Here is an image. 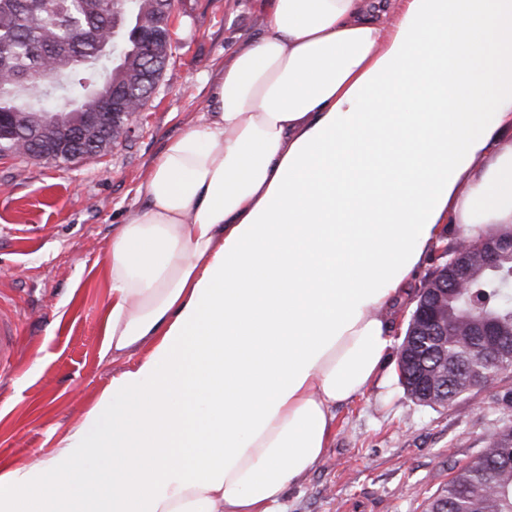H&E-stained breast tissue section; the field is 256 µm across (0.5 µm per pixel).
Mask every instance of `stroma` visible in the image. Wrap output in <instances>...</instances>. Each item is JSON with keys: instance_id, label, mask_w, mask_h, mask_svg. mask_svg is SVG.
Instances as JSON below:
<instances>
[{"instance_id": "stroma-1", "label": "stroma", "mask_w": 512, "mask_h": 512, "mask_svg": "<svg viewBox=\"0 0 512 512\" xmlns=\"http://www.w3.org/2000/svg\"><path fill=\"white\" fill-rule=\"evenodd\" d=\"M174 51L138 127L105 155L55 164L0 156V312L22 345L0 364V458H45L77 425L114 366L101 360L110 301L106 254L141 203L137 189L167 141L205 110L215 72L262 29L257 0H174ZM512 369L447 406L398 380L336 407L325 459L289 486L281 512H424L500 426Z\"/></svg>"}]
</instances>
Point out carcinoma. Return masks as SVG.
I'll use <instances>...</instances> for the list:
<instances>
[{
    "mask_svg": "<svg viewBox=\"0 0 512 512\" xmlns=\"http://www.w3.org/2000/svg\"><path fill=\"white\" fill-rule=\"evenodd\" d=\"M172 0H0V115L6 123L36 129L48 87L66 85L73 96L56 108L68 121L96 109L114 87L127 90V105L139 112L150 94L147 77L160 79L172 55V37L158 33L154 60L140 55L133 38L137 30L152 32L160 11L171 13ZM80 29L81 41L72 32ZM109 33L125 42L127 53L110 70V81L100 82L97 61L100 38ZM0 154L67 163L66 157L42 155L33 145L4 138ZM445 277L438 265L417 293L416 306L434 304L448 327L441 340L447 350L432 344V337L405 332V353L399 358V383L414 400L428 405L452 402L469 389L467 372L471 358L484 347L482 326L492 325L502 348L494 354L512 367V251L498 254L494 267L469 265L465 286L448 285L434 297L430 288ZM512 405L501 408L502 425L472 461L458 467L442 492L426 506L435 512L465 505L470 512H512Z\"/></svg>",
    "mask_w": 512,
    "mask_h": 512,
    "instance_id": "1",
    "label": "carcinoma"
}]
</instances>
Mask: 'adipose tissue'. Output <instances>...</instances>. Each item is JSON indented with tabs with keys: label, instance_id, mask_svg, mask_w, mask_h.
<instances>
[{
	"label": "adipose tissue",
	"instance_id": "1",
	"mask_svg": "<svg viewBox=\"0 0 512 512\" xmlns=\"http://www.w3.org/2000/svg\"><path fill=\"white\" fill-rule=\"evenodd\" d=\"M512 0H268L107 251L113 372L0 512H278L454 228L512 227Z\"/></svg>",
	"mask_w": 512,
	"mask_h": 512
}]
</instances>
